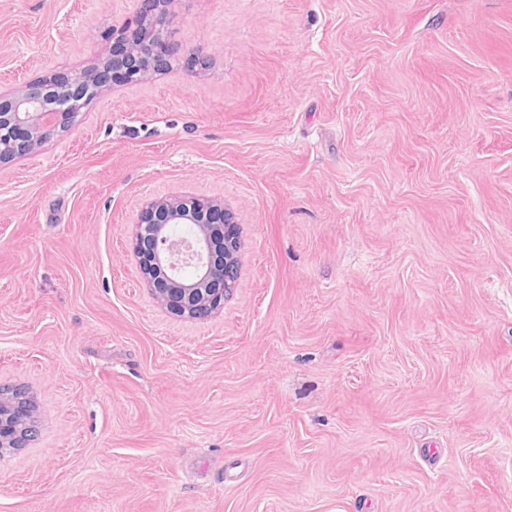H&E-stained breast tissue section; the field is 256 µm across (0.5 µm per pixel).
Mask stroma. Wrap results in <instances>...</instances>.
Listing matches in <instances>:
<instances>
[{
  "mask_svg": "<svg viewBox=\"0 0 512 512\" xmlns=\"http://www.w3.org/2000/svg\"><path fill=\"white\" fill-rule=\"evenodd\" d=\"M137 0H0V88ZM205 66L0 165V512H512V0H175ZM220 197L237 280L170 315L141 201ZM4 392L5 395L11 393L9 390ZM4 394H0V448H23L28 440L21 425L32 423L30 404L26 397V403H23L11 396L4 397Z\"/></svg>",
  "mask_w": 512,
  "mask_h": 512,
  "instance_id": "35a3bbf8",
  "label": "stroma"
}]
</instances>
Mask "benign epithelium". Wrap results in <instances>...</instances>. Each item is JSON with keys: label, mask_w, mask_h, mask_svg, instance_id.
<instances>
[{"label": "benign epithelium", "mask_w": 512, "mask_h": 512, "mask_svg": "<svg viewBox=\"0 0 512 512\" xmlns=\"http://www.w3.org/2000/svg\"><path fill=\"white\" fill-rule=\"evenodd\" d=\"M139 2L134 18L113 28V35L141 37L145 52L129 48L119 56H100L86 69L55 72L0 92V164L65 131L74 115L65 103L88 102L111 83L112 72H123L130 83L144 82L181 59L180 47L165 31L175 0ZM132 245L155 301L178 317H210L235 285L240 225L221 198L170 195L148 201L135 222ZM31 423L29 403L0 394V448L24 447L22 425Z\"/></svg>", "instance_id": "benign-epithelium-1"}]
</instances>
